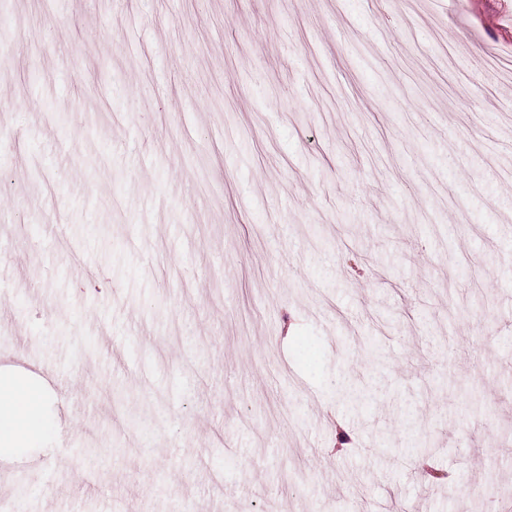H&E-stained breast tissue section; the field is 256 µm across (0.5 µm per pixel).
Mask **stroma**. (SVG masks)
Instances as JSON below:
<instances>
[{"instance_id":"1","label":"stroma","mask_w":512,"mask_h":512,"mask_svg":"<svg viewBox=\"0 0 512 512\" xmlns=\"http://www.w3.org/2000/svg\"><path fill=\"white\" fill-rule=\"evenodd\" d=\"M0 42V373L53 427L1 496L512 512V0H0Z\"/></svg>"}]
</instances>
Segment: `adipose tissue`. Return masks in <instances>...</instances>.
<instances>
[{
	"mask_svg": "<svg viewBox=\"0 0 512 512\" xmlns=\"http://www.w3.org/2000/svg\"><path fill=\"white\" fill-rule=\"evenodd\" d=\"M41 389L23 378L0 379V447L12 448L41 437L47 430L39 417Z\"/></svg>",
	"mask_w": 512,
	"mask_h": 512,
	"instance_id": "obj_1",
	"label": "adipose tissue"
}]
</instances>
